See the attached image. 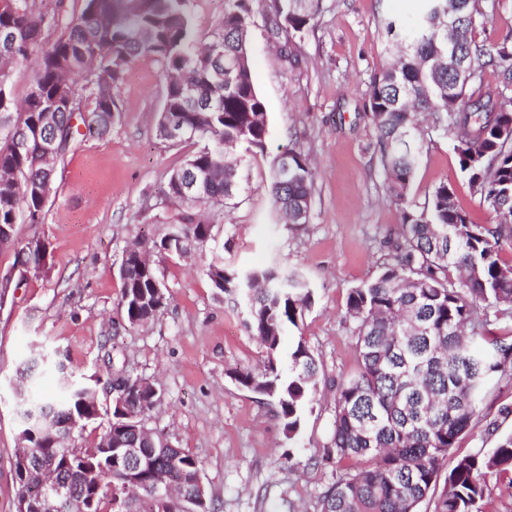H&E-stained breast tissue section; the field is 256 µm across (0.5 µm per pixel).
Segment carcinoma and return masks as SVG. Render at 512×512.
Wrapping results in <instances>:
<instances>
[{
    "instance_id": "1",
    "label": "carcinoma",
    "mask_w": 512,
    "mask_h": 512,
    "mask_svg": "<svg viewBox=\"0 0 512 512\" xmlns=\"http://www.w3.org/2000/svg\"><path fill=\"white\" fill-rule=\"evenodd\" d=\"M252 0H224V24L200 47L187 12V0H83L79 15L44 0H6L0 5V172L16 181H0V248L15 247L13 227L42 223V192L54 168L41 161L40 142L57 141L59 159L76 144L71 119L58 112L57 128L46 132L42 116L60 91L74 95L89 133L105 136L119 117L117 90L128 64L140 56L163 61L165 86L157 134L166 139L169 118L181 123L179 140L199 147L170 174L169 199L181 205L224 207L238 193V170L247 153L264 150L267 113L257 91L249 53L254 26ZM461 20L448 21V0H425L410 20L384 19L396 60L375 75L368 89V117L377 133L376 148L385 192L401 205V234L389 260L370 282L350 291L346 312L356 322L353 341L358 368L337 386L333 434L325 460L353 459L327 485L318 512H419L426 500L432 512H482L489 478L512 473V432L493 448H478L455 458L448 453L483 417V403L500 378L512 371V263L501 243L512 239V106L498 89L468 94L491 67L502 83H512V38L487 45L475 39L485 16L483 0H459ZM318 0H271L265 14L269 37L283 42L302 33L315 19ZM22 110L14 109L10 89L15 71L34 52ZM452 136L460 170L467 174L479 203L494 213L491 224L477 223L446 181L434 187L423 205L407 201L424 142L417 136L423 120ZM28 141L21 152L18 143ZM244 148L239 158L227 154ZM224 157V167L216 162ZM288 158V180L272 173L274 206L289 224H306L314 181L307 156L299 149ZM198 243L210 237V225L185 213L173 230ZM168 236L143 238L125 251L119 268L120 305L127 321L143 323L162 307L155 289L167 290L151 257L166 258ZM36 267L46 256L45 242L21 246ZM206 275L222 293L235 292L249 303L250 324L267 349L256 372L238 371L241 386L274 402L284 429L293 434L300 414L313 400L319 375L314 355L303 340L281 360L283 336L298 327L311 304L303 278L279 266L243 275L211 257ZM498 325V330L490 329ZM125 408L136 422L152 410L149 397L131 387ZM155 460L165 472L179 504L168 512H212L195 498L193 476L198 459L153 435ZM103 438L77 447L46 433L32 442L36 457L56 455L59 476L72 483L76 509L118 512L115 506L129 478L119 458L95 473L76 478L70 466L100 461Z\"/></svg>"
}]
</instances>
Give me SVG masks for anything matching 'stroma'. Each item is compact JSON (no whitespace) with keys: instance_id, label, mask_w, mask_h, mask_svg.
Masks as SVG:
<instances>
[{"instance_id":"obj_1","label":"stroma","mask_w":512,"mask_h":512,"mask_svg":"<svg viewBox=\"0 0 512 512\" xmlns=\"http://www.w3.org/2000/svg\"><path fill=\"white\" fill-rule=\"evenodd\" d=\"M269 0H255L250 43L255 85L266 105L269 136L250 154L234 204L197 207L211 239L189 257L158 265L167 302L148 322L129 324L120 306L119 266L127 242L161 237L181 213L162 189L173 168L194 151L156 134L164 67L141 57L127 67L117 91L120 118L103 137L79 128L76 146L55 168V192L40 224L13 228L18 244L44 240L47 265L20 275L15 253L0 250V512H14L17 484L14 387L46 400L55 375L22 381L23 364L40 347L66 352L77 372L109 381L113 372L143 375L162 392L149 419L201 463L215 512H317V497L344 469L324 463L332 434L336 387L358 366L353 325L345 318L352 288L373 279L396 239L401 207L384 191L368 113V87L390 62L385 15L408 18L417 0H319L313 25L294 34L292 57H282L264 31ZM478 42L512 34V0H484ZM297 147L308 155L315 192L308 223H284L271 199L274 158ZM454 185L476 221L492 212L473 195L451 137L428 130L408 198L424 203L439 182ZM238 270L278 265L309 284L313 302L283 347L304 340L320 365L313 401L295 434L233 372L252 369L267 350L248 328L243 296L213 288L202 271L211 253Z\"/></svg>"}]
</instances>
